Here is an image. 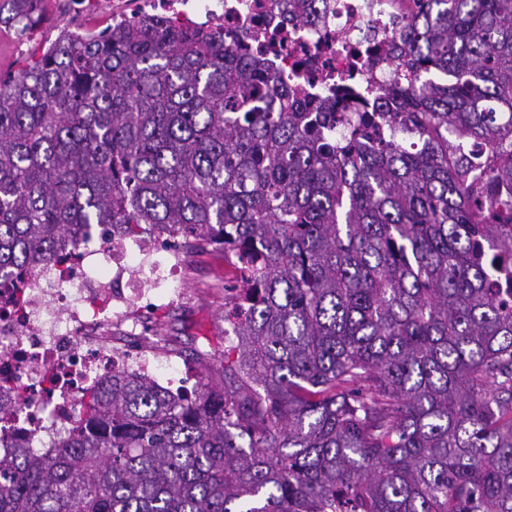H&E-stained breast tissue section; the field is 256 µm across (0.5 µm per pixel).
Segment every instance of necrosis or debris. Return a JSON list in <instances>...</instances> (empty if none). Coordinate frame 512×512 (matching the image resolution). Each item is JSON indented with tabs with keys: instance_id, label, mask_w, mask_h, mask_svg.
I'll return each mask as SVG.
<instances>
[{
	"instance_id": "4bbe7bcc",
	"label": "necrosis or debris",
	"mask_w": 512,
	"mask_h": 512,
	"mask_svg": "<svg viewBox=\"0 0 512 512\" xmlns=\"http://www.w3.org/2000/svg\"><path fill=\"white\" fill-rule=\"evenodd\" d=\"M411 0H324L319 19L287 18L282 0H112V16L171 18L183 29L246 35L265 49L270 70L301 81L315 99L356 82L376 97L392 69L374 63L401 39ZM177 241L143 234L113 243L111 226L77 244L61 264L22 278L0 277V456L31 448L52 453L87 391L106 390L121 371L145 374L173 394L190 393L188 374L148 357L157 312L179 299ZM123 324L113 337V323Z\"/></svg>"
}]
</instances>
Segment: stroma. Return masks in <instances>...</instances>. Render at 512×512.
Wrapping results in <instances>:
<instances>
[{
    "instance_id": "1",
    "label": "stroma",
    "mask_w": 512,
    "mask_h": 512,
    "mask_svg": "<svg viewBox=\"0 0 512 512\" xmlns=\"http://www.w3.org/2000/svg\"><path fill=\"white\" fill-rule=\"evenodd\" d=\"M42 15L28 40L17 42L9 31H0V76L16 74L30 57L41 56L61 32L84 29L60 0H45ZM181 278V297L163 311L155 333L164 338L172 364L190 368L196 380L215 385L224 368V313L237 300L241 272L221 252H194L183 257Z\"/></svg>"
}]
</instances>
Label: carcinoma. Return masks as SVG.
I'll use <instances>...</instances> for the list:
<instances>
[{"label":"carcinoma","instance_id":"1","mask_svg":"<svg viewBox=\"0 0 512 512\" xmlns=\"http://www.w3.org/2000/svg\"><path fill=\"white\" fill-rule=\"evenodd\" d=\"M243 42L144 16L0 77V274L110 224L246 283L224 386L112 374L0 512H512V0H419L341 138Z\"/></svg>","mask_w":512,"mask_h":512}]
</instances>
